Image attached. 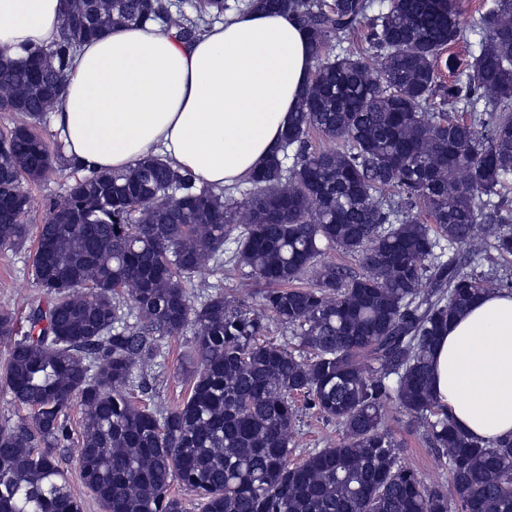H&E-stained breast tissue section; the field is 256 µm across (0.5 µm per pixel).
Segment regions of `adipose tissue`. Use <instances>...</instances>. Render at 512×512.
Masks as SVG:
<instances>
[{
	"label": "adipose tissue",
	"instance_id": "ef3b65f1",
	"mask_svg": "<svg viewBox=\"0 0 512 512\" xmlns=\"http://www.w3.org/2000/svg\"><path fill=\"white\" fill-rule=\"evenodd\" d=\"M63 0H0V50L13 59L59 40ZM315 66L305 30L245 11L191 44L155 23L84 43L54 120L70 161L124 171L154 153L200 182L235 184L274 150ZM432 386L456 425L512 438V292L489 291L449 323Z\"/></svg>",
	"mask_w": 512,
	"mask_h": 512
}]
</instances>
